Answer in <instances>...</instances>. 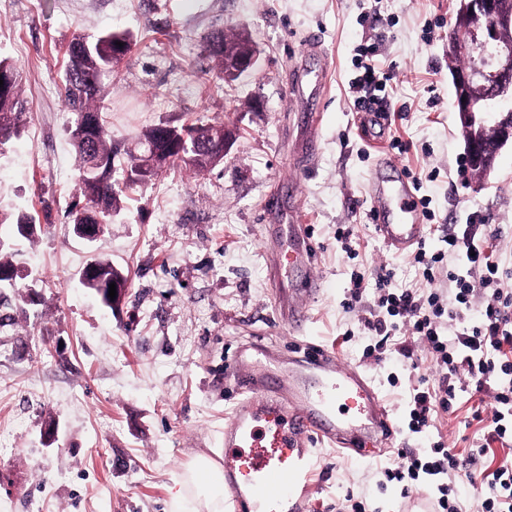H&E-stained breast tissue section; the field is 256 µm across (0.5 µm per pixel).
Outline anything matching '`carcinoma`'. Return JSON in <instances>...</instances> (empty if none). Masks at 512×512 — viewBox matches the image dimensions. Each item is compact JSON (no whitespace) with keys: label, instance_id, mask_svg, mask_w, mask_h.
Listing matches in <instances>:
<instances>
[{"label":"carcinoma","instance_id":"cac0c4a2","mask_svg":"<svg viewBox=\"0 0 512 512\" xmlns=\"http://www.w3.org/2000/svg\"><path fill=\"white\" fill-rule=\"evenodd\" d=\"M126 45L131 51L132 39L127 33H108L93 41L84 38L75 39L70 46L71 65L65 73L64 94L73 119L70 127V140L78 157V185L85 204L75 203L68 210L67 218L71 224H97L108 222L112 213L118 209L119 195L122 189L112 181V143L96 101L101 93V80L107 73L114 72L119 63L116 55L117 43ZM9 71L14 80L7 94H0V139L7 141L17 137L25 126L26 106L19 92V75L14 67L0 60V71ZM95 123L97 135L92 140L82 138L78 129L89 123ZM187 133L188 139L200 146H207L212 138L219 136L220 126L209 125L180 128ZM160 126L146 130L141 138L143 147L153 146L165 155V166L182 163L197 171L207 166L190 162L171 151L159 137ZM91 262L98 270L97 278L110 281L121 270L112 265V261L95 257Z\"/></svg>","mask_w":512,"mask_h":512}]
</instances>
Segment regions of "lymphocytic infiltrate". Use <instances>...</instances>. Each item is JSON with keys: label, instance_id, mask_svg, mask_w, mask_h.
<instances>
[{"label": "lymphocytic infiltrate", "instance_id": "obj_1", "mask_svg": "<svg viewBox=\"0 0 512 512\" xmlns=\"http://www.w3.org/2000/svg\"><path fill=\"white\" fill-rule=\"evenodd\" d=\"M375 44H362L359 73L348 84L359 111H385L386 78L371 60ZM479 214H469L465 223L449 226L443 248L419 247L412 255L425 282L421 288H398L391 273H379L374 287H367L360 272L350 276L352 302L373 294L374 304L359 318L365 336L390 344L393 354L404 360L424 349L441 376L436 386H411L407 398L406 430L418 434L428 429L434 414L453 413L458 391L474 388L491 398L488 414L474 412L473 420L484 423L482 438L471 445L470 455L459 458L443 443L422 452L403 454L397 468L386 469L388 480L401 484L402 496L424 490L433 512H512V461L483 473L487 495L471 501L454 490L453 480L466 472L474 458L484 456L492 443L512 447V269L495 259ZM447 272L448 286L435 281ZM454 334H447V325Z\"/></svg>", "mask_w": 512, "mask_h": 512}]
</instances>
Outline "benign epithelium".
Wrapping results in <instances>:
<instances>
[{"mask_svg":"<svg viewBox=\"0 0 512 512\" xmlns=\"http://www.w3.org/2000/svg\"><path fill=\"white\" fill-rule=\"evenodd\" d=\"M458 37L448 42V54H464L469 59L466 69L454 75L458 87L456 109L469 129L490 127V136L471 139L466 151L489 172L503 147L512 144V0H467L465 20L458 26ZM212 51L224 54V79L231 81L255 68L258 50L249 43L244 52L213 40ZM164 137L173 150L184 154L191 150L187 136L177 129L164 127ZM235 139L232 128L224 127V142L209 147L207 157L219 160ZM77 237L94 242L105 233L103 224H78Z\"/></svg>","mask_w":512,"mask_h":512,"instance_id":"1","label":"benign epithelium"}]
</instances>
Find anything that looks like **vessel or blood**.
Here are the masks:
<instances>
[{
	"label": "vessel or blood",
	"instance_id": "vessel-or-blood-1",
	"mask_svg": "<svg viewBox=\"0 0 512 512\" xmlns=\"http://www.w3.org/2000/svg\"><path fill=\"white\" fill-rule=\"evenodd\" d=\"M297 85L308 86L313 103L302 120L306 135L293 150L294 160L311 165L317 155L320 114L316 108L326 86L320 70L300 68ZM387 125L366 113L362 133L382 143ZM371 213L375 230L394 253L409 254L426 238L415 187L404 166L383 158L371 171ZM287 210L288 227L275 224ZM296 198L269 203L263 238L273 280H286L288 297L281 318L301 332L308 303L320 290L313 274L315 252ZM238 397L224 422V491L236 512H307V489L316 467L312 444L322 439L347 452L366 454L380 444L393 447L396 430L380 394L366 375L339 364L330 353L307 347L304 355L280 365L261 346L237 350L224 372Z\"/></svg>",
	"mask_w": 512,
	"mask_h": 512
}]
</instances>
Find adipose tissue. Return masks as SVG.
I'll return each instance as SVG.
<instances>
[{"mask_svg": "<svg viewBox=\"0 0 512 512\" xmlns=\"http://www.w3.org/2000/svg\"><path fill=\"white\" fill-rule=\"evenodd\" d=\"M175 512H224V471L212 458L200 455L182 472L172 498Z\"/></svg>", "mask_w": 512, "mask_h": 512, "instance_id": "1", "label": "adipose tissue"}]
</instances>
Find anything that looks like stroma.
<instances>
[{
	"instance_id": "stroma-1",
	"label": "stroma",
	"mask_w": 512,
	"mask_h": 512,
	"mask_svg": "<svg viewBox=\"0 0 512 512\" xmlns=\"http://www.w3.org/2000/svg\"><path fill=\"white\" fill-rule=\"evenodd\" d=\"M457 0H0V59L17 70L29 115L23 133L0 152V237L14 240L12 260L25 286L0 289V512H170L184 465L224 445L233 397L224 366L240 345L267 346L287 360L307 345L358 367L378 387L397 445L356 459L316 443L310 512H336L353 497L380 512H408L384 468L399 450L444 442L467 454L475 430L471 406L438 414L427 433H404L410 381L437 383L425 352L417 369L364 358L368 336L346 309L350 274L375 280L381 268L400 288L421 287L411 256L390 251L370 215L371 160L360 156L359 114L348 93L357 52L372 41L379 71L392 75L389 137L411 149L400 163L421 179L436 218L426 241L479 213L497 256L512 257V146L484 175L459 173L466 154L449 72L448 34ZM441 21L433 41L425 27ZM247 31L259 62L225 82L204 46L211 31ZM128 33L131 52L98 99L112 138L113 177L123 180L141 135L166 123H223L236 141L216 167L160 172L133 186L103 237L77 238L67 212L80 200L72 114L62 96L68 46L79 35ZM322 39L328 72L319 152L312 170L290 159L306 92H291L304 66L308 35ZM437 178H429L430 170ZM294 189L312 232L314 273L322 288L309 303L303 332L275 308L260 226L273 191ZM36 231L16 238L18 214ZM352 227L345 252L336 229ZM99 255L128 277L116 308L80 280Z\"/></svg>"
}]
</instances>
